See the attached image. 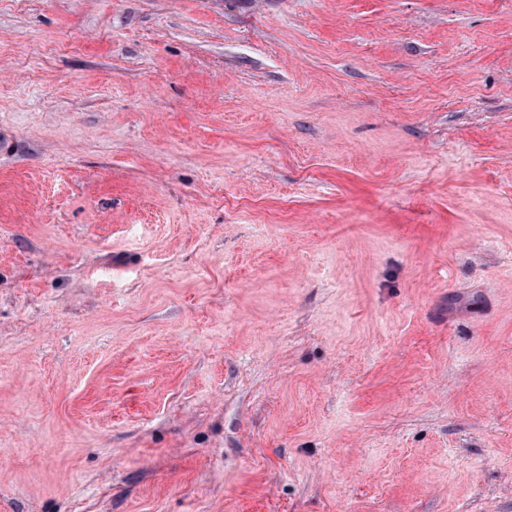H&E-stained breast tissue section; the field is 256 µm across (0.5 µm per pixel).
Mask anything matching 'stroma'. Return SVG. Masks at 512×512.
<instances>
[{
    "instance_id": "stroma-1",
    "label": "stroma",
    "mask_w": 512,
    "mask_h": 512,
    "mask_svg": "<svg viewBox=\"0 0 512 512\" xmlns=\"http://www.w3.org/2000/svg\"><path fill=\"white\" fill-rule=\"evenodd\" d=\"M0 512H512V0H0Z\"/></svg>"
}]
</instances>
